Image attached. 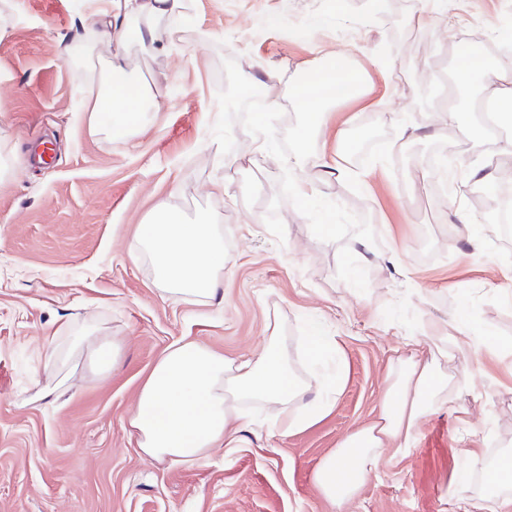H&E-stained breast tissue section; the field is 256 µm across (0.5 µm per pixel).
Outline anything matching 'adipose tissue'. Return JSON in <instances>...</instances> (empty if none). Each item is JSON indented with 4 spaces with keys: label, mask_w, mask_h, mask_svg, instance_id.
Listing matches in <instances>:
<instances>
[{
    "label": "adipose tissue",
    "mask_w": 512,
    "mask_h": 512,
    "mask_svg": "<svg viewBox=\"0 0 512 512\" xmlns=\"http://www.w3.org/2000/svg\"><path fill=\"white\" fill-rule=\"evenodd\" d=\"M185 0H90L88 18L112 42L100 72L95 94L86 103L94 128L115 140L129 139L138 129L142 105L154 97L150 83L132 78L127 51L170 52L172 44L156 39L159 28L176 29L184 16ZM458 78L488 89L503 125L512 126V73H503L486 54L471 45L459 50ZM367 92L365 71L351 68L344 58L307 71L293 87L294 96L324 112L326 105L355 100ZM321 129L318 119L301 125L296 137L305 154L285 159L288 168L302 165L352 181L355 170L340 159L314 150ZM134 249L151 261L166 292L207 303L224 288L227 255L214 225L189 223L168 204L157 207L151 223L142 225ZM307 355L318 371L312 381L296 376L282 350L269 343L254 358L229 360L207 347L187 341L168 347L147 375L135 403L129 427L142 452L172 463L205 459L217 445L234 447L238 417L236 400L260 401L274 412L279 426L301 432L332 413L347 372L336 342L314 330ZM398 375L383 395L378 417L346 435L321 461L314 483L331 504L352 502L368 475L376 472L381 449L401 452L418 438L420 424L432 411L449 406L448 379L436 367L431 352L419 347L397 359Z\"/></svg>",
    "instance_id": "1"
}]
</instances>
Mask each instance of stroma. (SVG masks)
Masks as SVG:
<instances>
[{
    "label": "stroma",
    "instance_id": "1",
    "mask_svg": "<svg viewBox=\"0 0 512 512\" xmlns=\"http://www.w3.org/2000/svg\"><path fill=\"white\" fill-rule=\"evenodd\" d=\"M459 21L423 26V41L390 44L398 15L377 17L372 0H186V23L171 54L130 51L135 77L153 84L156 104L128 140L90 126L84 106L97 82L70 63L72 40L98 45L83 0H11L0 9V512H465V498L496 504L488 472L512 454V360L476 359L483 331L512 344V239L497 226L478 187L477 165L504 172L512 190V128L478 134L471 107L478 84L443 85L458 47L491 36L512 0H454ZM305 33L288 37L289 24ZM349 57L370 91L335 104L317 150L346 154L351 183L282 164L297 149L304 107L293 85L324 55ZM281 72L263 127L240 78ZM452 121L441 122L445 107ZM417 127L403 134L402 124ZM350 131L348 142L336 131ZM55 160L27 159L36 138ZM268 142L255 153V138ZM306 179L334 212L336 231L318 233V209L290 186ZM224 184L226 194L215 191ZM463 197L483 228L480 245L458 232ZM187 221L206 217L224 240V299L184 301L164 292L147 256L132 252L158 202ZM341 345L348 363L333 412L296 433L248 401L235 448L175 465L145 455L129 434L138 392L161 355L196 341L229 359L249 358L273 330L300 377L311 324ZM118 349L112 371L94 375L73 349L86 332ZM447 350L453 410L423 422L413 448L381 451L382 462L344 507L321 497L312 476L337 443L377 418L393 362L407 337ZM57 349L56 374L43 372ZM483 463L470 467L473 447ZM468 483L457 492L458 476Z\"/></svg>",
    "mask_w": 512,
    "mask_h": 512
}]
</instances>
